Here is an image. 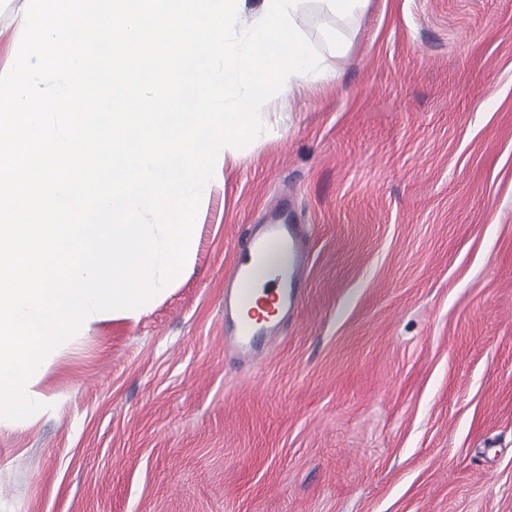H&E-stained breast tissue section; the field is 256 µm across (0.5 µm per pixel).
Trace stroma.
<instances>
[{
	"instance_id": "35a3bbf8",
	"label": "stroma",
	"mask_w": 512,
	"mask_h": 512,
	"mask_svg": "<svg viewBox=\"0 0 512 512\" xmlns=\"http://www.w3.org/2000/svg\"><path fill=\"white\" fill-rule=\"evenodd\" d=\"M301 29L334 78L263 105L142 313L46 356L0 512H512V0H306ZM282 203L302 301L239 362L224 278Z\"/></svg>"
}]
</instances>
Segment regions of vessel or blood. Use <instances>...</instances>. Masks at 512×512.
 I'll return each instance as SVG.
<instances>
[{"instance_id":"b4317fda","label":"vessel or blood","mask_w":512,"mask_h":512,"mask_svg":"<svg viewBox=\"0 0 512 512\" xmlns=\"http://www.w3.org/2000/svg\"><path fill=\"white\" fill-rule=\"evenodd\" d=\"M272 241L279 242L291 256L288 274L271 279L256 309L250 310L246 319H239L236 285L248 275L253 258L260 256L265 246ZM306 266L304 227L295 223L287 213H279L272 223L251 227L231 274L224 283V315L237 321L233 333L224 339V345L231 356L246 360L252 358L259 347L269 344V335L274 330L273 318L287 317L300 303L297 286L305 276Z\"/></svg>"}]
</instances>
